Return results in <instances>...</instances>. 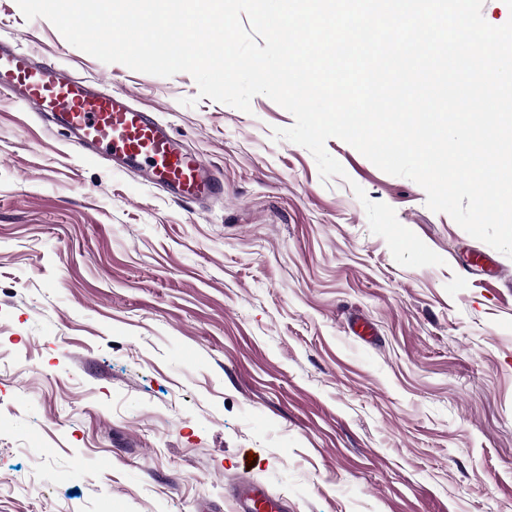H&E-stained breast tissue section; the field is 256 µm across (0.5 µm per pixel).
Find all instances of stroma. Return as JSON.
<instances>
[{"mask_svg":"<svg viewBox=\"0 0 512 512\" xmlns=\"http://www.w3.org/2000/svg\"><path fill=\"white\" fill-rule=\"evenodd\" d=\"M0 42L129 94L222 184L175 199L0 97V512H234L239 474L288 512H512L511 257L340 139L322 179L266 96L103 63L16 0ZM357 185L443 265L397 264Z\"/></svg>","mask_w":512,"mask_h":512,"instance_id":"obj_1","label":"stroma"}]
</instances>
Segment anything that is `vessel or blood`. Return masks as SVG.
<instances>
[{
    "instance_id": "vessel-or-blood-1",
    "label": "vessel or blood",
    "mask_w": 512,
    "mask_h": 512,
    "mask_svg": "<svg viewBox=\"0 0 512 512\" xmlns=\"http://www.w3.org/2000/svg\"><path fill=\"white\" fill-rule=\"evenodd\" d=\"M14 96L37 112L51 113L70 130L79 152L141 167L155 184L176 198L213 193L219 181L204 162L185 150L166 126L137 108L123 93H100L34 54L0 49V94ZM237 512H288L286 500L270 496L255 481L229 483Z\"/></svg>"
}]
</instances>
